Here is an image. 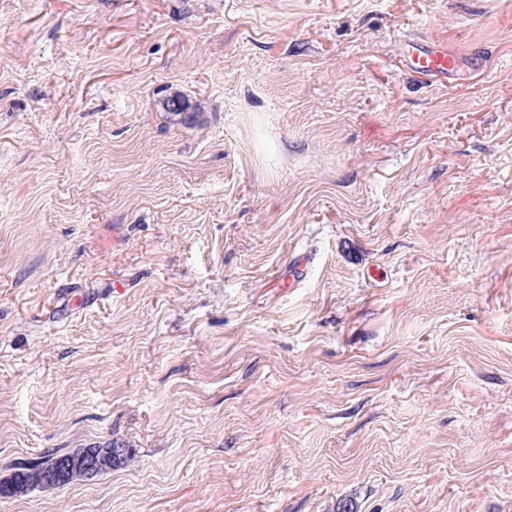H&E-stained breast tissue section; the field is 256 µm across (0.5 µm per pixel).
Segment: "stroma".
<instances>
[{"instance_id":"35a3bbf8","label":"stroma","mask_w":512,"mask_h":512,"mask_svg":"<svg viewBox=\"0 0 512 512\" xmlns=\"http://www.w3.org/2000/svg\"><path fill=\"white\" fill-rule=\"evenodd\" d=\"M108 441L0 512H512V0H0V482ZM406 50L399 59L400 66L418 79L448 78L459 67L456 56L439 45H432L421 37L405 41ZM95 447L45 455L16 471L8 483L0 486V494L64 486L76 479L87 480L91 478V470L95 476L112 471L122 467L134 455L131 448H112V442ZM88 460H91V465Z\"/></svg>"}]
</instances>
